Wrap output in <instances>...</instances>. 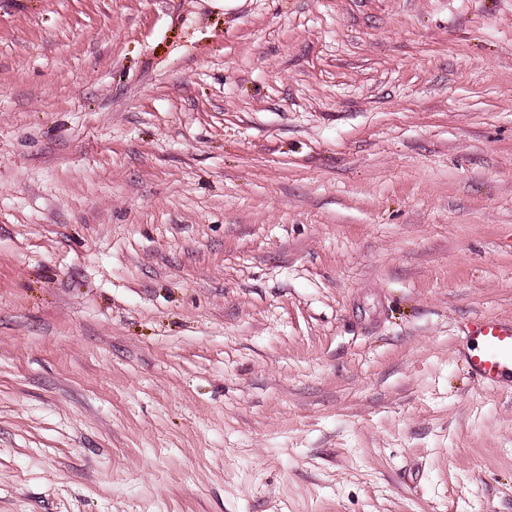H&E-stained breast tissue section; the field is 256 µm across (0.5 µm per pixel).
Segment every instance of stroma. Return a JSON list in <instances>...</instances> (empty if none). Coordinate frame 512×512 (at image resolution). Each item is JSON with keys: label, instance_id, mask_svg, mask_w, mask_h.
<instances>
[{"label": "stroma", "instance_id": "1", "mask_svg": "<svg viewBox=\"0 0 512 512\" xmlns=\"http://www.w3.org/2000/svg\"><path fill=\"white\" fill-rule=\"evenodd\" d=\"M512 0H0V512H512ZM467 338L476 347L464 351L470 373L480 385L512 386V320L482 317L469 323Z\"/></svg>", "mask_w": 512, "mask_h": 512}]
</instances>
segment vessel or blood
<instances>
[{
  "label": "vessel or blood",
  "mask_w": 512,
  "mask_h": 512,
  "mask_svg": "<svg viewBox=\"0 0 512 512\" xmlns=\"http://www.w3.org/2000/svg\"><path fill=\"white\" fill-rule=\"evenodd\" d=\"M475 347L466 349L465 360L475 382L501 388L512 383V320L482 317L467 328Z\"/></svg>",
  "instance_id": "obj_1"
}]
</instances>
